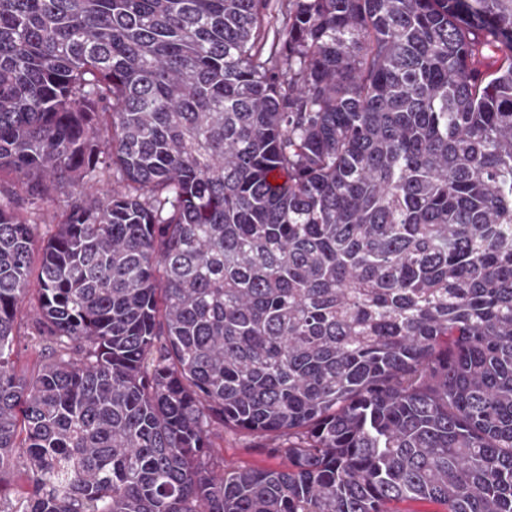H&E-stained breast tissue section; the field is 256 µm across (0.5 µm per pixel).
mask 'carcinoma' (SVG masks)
<instances>
[{"mask_svg": "<svg viewBox=\"0 0 512 512\" xmlns=\"http://www.w3.org/2000/svg\"><path fill=\"white\" fill-rule=\"evenodd\" d=\"M17 456L0 512H512V0H0ZM224 464L244 468L282 467L287 463L284 456L270 457L258 447L257 440L240 432H224V442L218 441Z\"/></svg>", "mask_w": 512, "mask_h": 512, "instance_id": "1", "label": "carcinoma"}]
</instances>
